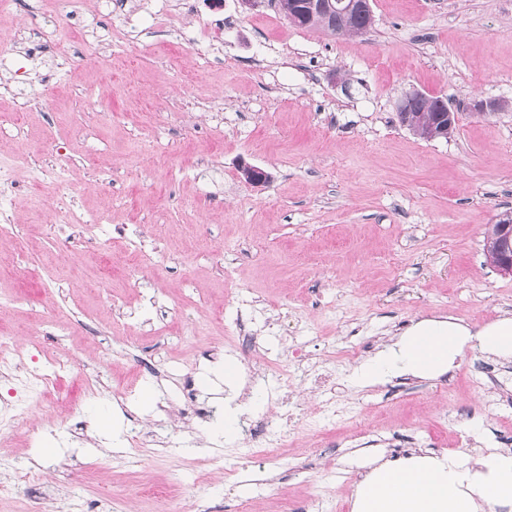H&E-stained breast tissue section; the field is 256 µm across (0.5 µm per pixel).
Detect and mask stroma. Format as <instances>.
<instances>
[{
    "instance_id": "1",
    "label": "stroma",
    "mask_w": 512,
    "mask_h": 512,
    "mask_svg": "<svg viewBox=\"0 0 512 512\" xmlns=\"http://www.w3.org/2000/svg\"><path fill=\"white\" fill-rule=\"evenodd\" d=\"M361 38L302 29L274 0H124L104 10L69 0L39 25L51 50L27 56L19 86L0 72V161L28 155L30 185L0 223V338L26 367L72 360L51 406L0 430V512H279L281 497L314 512H352L379 458L427 454L452 441L490 455L512 449V362L468 345L449 374L359 386L351 375L412 324L452 320L478 331L512 317V274L486 258L485 231L512 212V108L479 114L476 99L512 101V0H372ZM224 32L214 35L216 23ZM185 29L177 39V29ZM422 91L458 111L446 140L402 127L400 100ZM270 175L257 186L240 168ZM115 178L111 193L98 175ZM79 191L80 214L112 211L110 236L43 261L63 244L53 202ZM137 225L153 242L126 265ZM28 243L19 266L12 239ZM154 291L163 315L135 337L113 303ZM252 312L271 363L302 343L342 390L336 416L306 396V414L264 472L234 469L240 433L212 423L186 450L144 445L127 418L161 425L160 406L236 401L245 364L232 325ZM353 349L354 361H339ZM163 372L141 374L142 361ZM153 390L154 403L140 399ZM114 435L101 437L98 410ZM61 453L40 456L47 436Z\"/></svg>"
}]
</instances>
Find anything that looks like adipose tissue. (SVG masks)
<instances>
[{"label":"adipose tissue","mask_w":512,"mask_h":512,"mask_svg":"<svg viewBox=\"0 0 512 512\" xmlns=\"http://www.w3.org/2000/svg\"><path fill=\"white\" fill-rule=\"evenodd\" d=\"M499 358L512 359V318L478 332L453 321L424 320L353 374L362 385L394 376L434 378L447 372L469 342ZM512 502V451L478 462L455 452L388 459L359 483L355 512H496Z\"/></svg>","instance_id":"obj_1"}]
</instances>
